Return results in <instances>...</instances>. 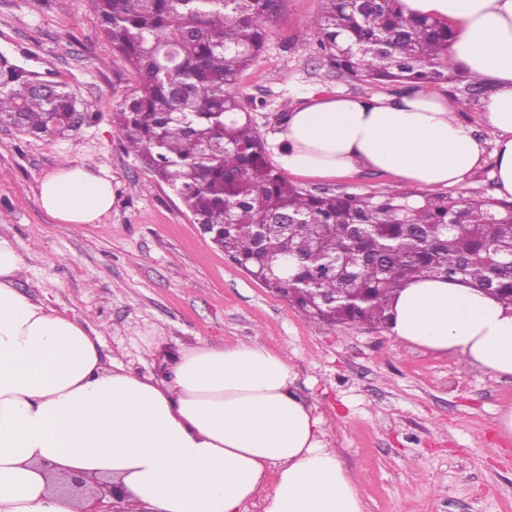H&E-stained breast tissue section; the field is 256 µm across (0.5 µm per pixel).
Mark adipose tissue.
I'll list each match as a JSON object with an SVG mask.
<instances>
[{"mask_svg": "<svg viewBox=\"0 0 512 512\" xmlns=\"http://www.w3.org/2000/svg\"><path fill=\"white\" fill-rule=\"evenodd\" d=\"M405 14L450 21L448 58L488 86L483 124L493 150L446 97L309 94L273 138L281 170L336 178L362 169L396 186L460 184L491 162L495 196L512 200V0H401ZM111 182L68 161L39 184L42 209L93 224ZM23 260L0 236V512H84L53 474L112 481L123 512H366L354 477L324 444L325 422L293 391L285 353L265 341L185 350L170 382L105 364L78 318L32 301L15 284ZM390 335L512 377V307L468 281L404 282L389 301Z\"/></svg>", "mask_w": 512, "mask_h": 512, "instance_id": "obj_1", "label": "adipose tissue"}]
</instances>
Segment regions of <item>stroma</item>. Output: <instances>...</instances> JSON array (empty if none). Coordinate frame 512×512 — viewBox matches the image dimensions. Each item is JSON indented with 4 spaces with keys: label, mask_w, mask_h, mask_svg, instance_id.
<instances>
[{
    "label": "stroma",
    "mask_w": 512,
    "mask_h": 512,
    "mask_svg": "<svg viewBox=\"0 0 512 512\" xmlns=\"http://www.w3.org/2000/svg\"><path fill=\"white\" fill-rule=\"evenodd\" d=\"M322 7L284 0L240 78L264 141L308 94L396 92L323 64L311 26ZM0 56L67 85L86 115L55 137L0 125V234L23 259V294L78 317L105 359L160 382L203 342L259 337L286 351L294 390L323 417L325 441L357 478L366 512H512V441L497 433L512 406L511 377L408 346L382 325L311 320L230 261L126 152L112 109L135 74L84 0H0ZM66 161L108 172L116 201L98 222L64 224L41 209L40 181ZM294 183L362 195L393 185L369 170Z\"/></svg>",
    "instance_id": "35a3bbf8"
}]
</instances>
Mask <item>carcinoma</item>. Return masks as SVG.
Masks as SVG:
<instances>
[{"instance_id":"carcinoma-1","label":"carcinoma","mask_w":512,"mask_h":512,"mask_svg":"<svg viewBox=\"0 0 512 512\" xmlns=\"http://www.w3.org/2000/svg\"><path fill=\"white\" fill-rule=\"evenodd\" d=\"M136 73L113 110L127 153L164 181L238 266L308 317L385 325L390 295L417 276L470 280L512 305V202L393 188L375 195L292 184L267 157L239 79L283 0H86ZM313 20L327 65L372 85L478 80L451 64L450 25L400 0H323ZM78 106L0 71V124L50 136Z\"/></svg>"}]
</instances>
